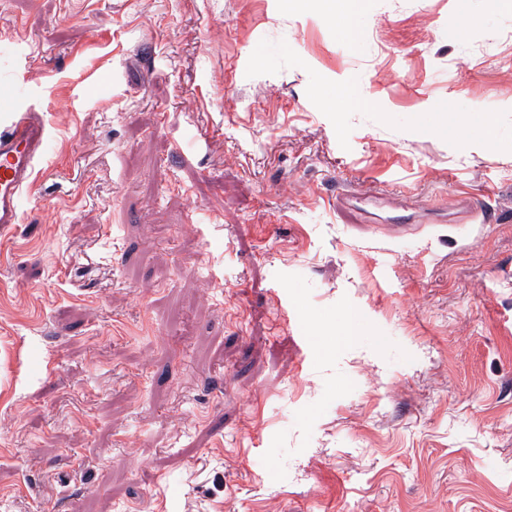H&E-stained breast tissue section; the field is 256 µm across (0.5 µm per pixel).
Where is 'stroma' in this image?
Wrapping results in <instances>:
<instances>
[{"label": "stroma", "instance_id": "obj_1", "mask_svg": "<svg viewBox=\"0 0 512 512\" xmlns=\"http://www.w3.org/2000/svg\"><path fill=\"white\" fill-rule=\"evenodd\" d=\"M1 74L0 512H512V0H0ZM49 130L37 112H4L0 124V228L20 224L22 199L46 154Z\"/></svg>", "mask_w": 512, "mask_h": 512}]
</instances>
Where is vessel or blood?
I'll list each match as a JSON object with an SVG mask.
<instances>
[{"label": "vessel or blood", "instance_id": "vessel-or-blood-1", "mask_svg": "<svg viewBox=\"0 0 512 512\" xmlns=\"http://www.w3.org/2000/svg\"><path fill=\"white\" fill-rule=\"evenodd\" d=\"M49 130L36 112L0 116V227L21 223L22 199L46 151Z\"/></svg>", "mask_w": 512, "mask_h": 512}]
</instances>
